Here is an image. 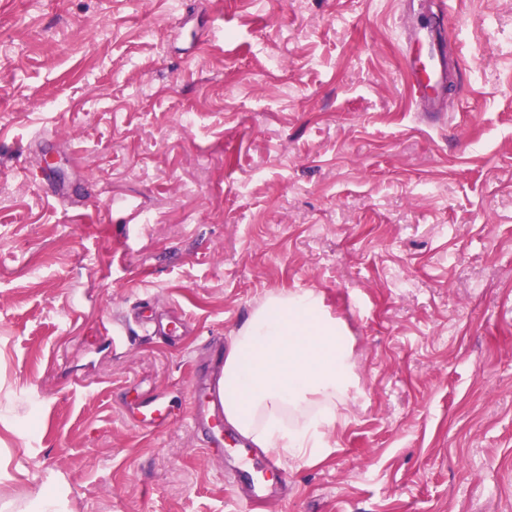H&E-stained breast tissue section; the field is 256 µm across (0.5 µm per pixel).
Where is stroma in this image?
Instances as JSON below:
<instances>
[{"label":"stroma","mask_w":512,"mask_h":512,"mask_svg":"<svg viewBox=\"0 0 512 512\" xmlns=\"http://www.w3.org/2000/svg\"><path fill=\"white\" fill-rule=\"evenodd\" d=\"M434 2L440 112L404 0H0V512H240L188 396L282 290L359 391L271 512H512V0ZM408 43L414 49L405 56L404 64L411 94L425 112H439L448 83L445 33L433 28L411 31ZM136 415L142 427L148 430H159L169 422L171 409L162 397L154 396L138 402Z\"/></svg>","instance_id":"obj_1"}]
</instances>
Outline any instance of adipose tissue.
Returning a JSON list of instances; mask_svg holds the SVG:
<instances>
[{
  "mask_svg": "<svg viewBox=\"0 0 512 512\" xmlns=\"http://www.w3.org/2000/svg\"><path fill=\"white\" fill-rule=\"evenodd\" d=\"M355 384L351 341L317 295H268L224 354V418L255 447L317 461Z\"/></svg>",
  "mask_w": 512,
  "mask_h": 512,
  "instance_id": "adipose-tissue-1",
  "label": "adipose tissue"
}]
</instances>
